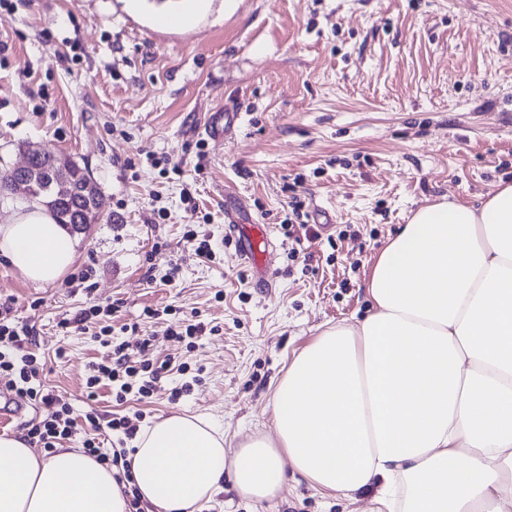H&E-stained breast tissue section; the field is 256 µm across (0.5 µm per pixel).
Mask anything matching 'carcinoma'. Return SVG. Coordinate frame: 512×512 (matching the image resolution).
<instances>
[{
    "instance_id": "obj_1",
    "label": "carcinoma",
    "mask_w": 512,
    "mask_h": 512,
    "mask_svg": "<svg viewBox=\"0 0 512 512\" xmlns=\"http://www.w3.org/2000/svg\"><path fill=\"white\" fill-rule=\"evenodd\" d=\"M57 153L51 150L33 156L29 164L42 170V177L33 185L36 194L34 202L42 206L54 217L56 223L64 225L72 233L83 232L85 213L94 208L101 216L111 219L106 213V204L103 198H87L84 195V187L91 179L89 171L71 159L61 162L66 166V178L70 191L60 195L51 185V175L56 173V164L60 163Z\"/></svg>"
}]
</instances>
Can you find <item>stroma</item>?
I'll use <instances>...</instances> for the list:
<instances>
[{"mask_svg": "<svg viewBox=\"0 0 512 512\" xmlns=\"http://www.w3.org/2000/svg\"><path fill=\"white\" fill-rule=\"evenodd\" d=\"M175 5L0 0V176L28 147L58 151L88 168L111 216L81 235L59 282L31 283L0 257V304L31 327L43 382L76 416L141 428L202 415L236 444L273 434V387L293 356L369 312L372 265L412 211L477 204L512 177V0H208L189 25L157 24ZM233 95L234 133L206 138ZM187 191L208 223L192 222ZM296 201L297 238L284 229ZM229 210L269 225L272 287L240 260ZM191 228L214 261L187 245ZM91 302L116 304L100 325H137L152 361L186 373H165L144 402L88 393L106 350L62 321ZM192 317L213 334L167 336ZM379 494L292 476L272 501L228 486L201 512H369Z\"/></svg>", "mask_w": 512, "mask_h": 512, "instance_id": "1", "label": "stroma"}]
</instances>
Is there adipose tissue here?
<instances>
[{"instance_id": "obj_1", "label": "adipose tissue", "mask_w": 512, "mask_h": 512, "mask_svg": "<svg viewBox=\"0 0 512 512\" xmlns=\"http://www.w3.org/2000/svg\"><path fill=\"white\" fill-rule=\"evenodd\" d=\"M79 242L34 205L0 225V256L52 284ZM369 314L323 330L272 399L275 437L226 445L173 414L133 441L155 512H200L232 482L273 500L289 475L324 491L377 484L381 512H512V183L480 206L418 208L366 281ZM111 468L73 448L44 456L0 437V512H129Z\"/></svg>"}]
</instances>
